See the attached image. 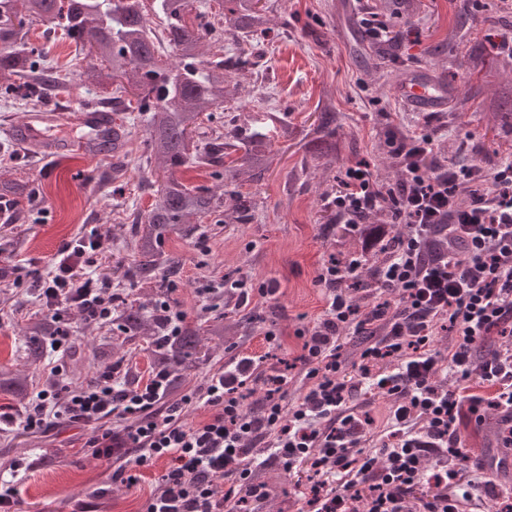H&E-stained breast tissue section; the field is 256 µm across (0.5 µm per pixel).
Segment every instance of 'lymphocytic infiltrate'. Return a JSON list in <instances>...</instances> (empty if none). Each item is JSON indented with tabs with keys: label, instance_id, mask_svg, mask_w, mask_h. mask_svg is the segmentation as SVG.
I'll list each match as a JSON object with an SVG mask.
<instances>
[{
	"label": "lymphocytic infiltrate",
	"instance_id": "f902f5d3",
	"mask_svg": "<svg viewBox=\"0 0 512 512\" xmlns=\"http://www.w3.org/2000/svg\"><path fill=\"white\" fill-rule=\"evenodd\" d=\"M387 144L401 161V182L383 188L359 164L347 170L330 201L343 236L361 243L317 276L327 290L326 307L314 326L296 333L305 393L293 409L284 406L287 369L239 354L173 402L164 399L163 373L131 386L116 366L87 387L39 389L19 421L22 429L40 431L60 420L90 426L87 448L95 457L117 459L112 478L127 485L154 461L168 459L145 512L261 506L269 491L252 474L267 459L288 471L309 464L311 474L299 488L306 512H481L485 495L512 512V488L490 480L486 465H470L458 435L461 424L490 406L504 411L501 439L512 446V347L480 358L472 348L491 333L512 334V160L490 172L434 162L436 134L427 129L391 127ZM387 201L392 222L408 231L382 251L385 228L362 236L357 218ZM102 247L98 236L65 245L32 274L59 345L75 335L74 309L103 324L112 319L110 283L95 274ZM376 252L374 284L361 304L346 285ZM346 330L369 339L353 374L342 357ZM444 330L459 341L441 351L434 338ZM442 373L455 378V387L438 382ZM475 378L492 387L491 397L473 392ZM251 382L264 391L256 412L244 408ZM360 390L391 404L387 438L371 451L363 447L371 421L352 404ZM196 404L213 412L186 424L182 412ZM421 484L437 492L418 509L409 495Z\"/></svg>",
	"mask_w": 512,
	"mask_h": 512
}]
</instances>
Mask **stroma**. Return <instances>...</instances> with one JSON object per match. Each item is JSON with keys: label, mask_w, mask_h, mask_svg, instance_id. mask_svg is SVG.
<instances>
[{"label": "stroma", "mask_w": 512, "mask_h": 512, "mask_svg": "<svg viewBox=\"0 0 512 512\" xmlns=\"http://www.w3.org/2000/svg\"><path fill=\"white\" fill-rule=\"evenodd\" d=\"M462 2L422 0V9L412 20L418 37L401 42L396 56L367 67L363 61L374 57L375 49L361 20L376 0H277L278 9L270 16L271 30L265 40L233 47L235 54L254 60L255 65L236 73L239 90L226 102L227 111L253 116L279 112L305 134L316 120L323 88L330 87L344 129L352 134L353 148L323 169L306 156L299 141L274 139V157L264 180L240 186L251 201L248 222L219 224L207 217L180 226L166 245L181 260L170 282L141 284L113 270L115 262L127 265L132 261L129 211H143L150 204L138 177L145 139L142 122L127 112L113 115L130 139L127 177L111 187L112 200L128 207L123 214L113 213L111 200L102 199L99 191L107 159L76 144L83 129L55 126V134L71 140V147L34 158L28 157L22 146L0 136V182H28L41 188L44 197L37 208L30 207L26 199H17V222L0 221V241L14 237L21 242L18 248L0 250V268L24 267L33 260L47 264L65 242L95 228L103 238L99 271L111 278L113 288L130 300L144 302L176 284L174 299L181 302L188 320L198 323L212 316L196 294L207 281L220 277L271 281L277 288L274 296H252L242 308L226 312L224 322L234 327L233 338L228 346L213 352L188 385H200L211 369L238 352L265 354L274 362H294L299 353L295 329L316 324L324 310V290L315 283L322 264L356 248L353 239L338 240L331 223L335 213L326 206L327 197L335 193L348 167L368 163L380 182L395 183L394 172L385 162L389 152L386 134L393 125L439 130L444 139L458 146L462 163L474 162L488 171L506 151L497 142L489 114L472 110L457 115L447 109L425 114L404 103L395 87L386 83L397 72L434 71L452 85L462 86L471 47L484 39L495 40L499 33H512V14L494 25L484 23L482 16H473L448 63L434 68L430 50L446 37ZM203 233L209 235L211 245L205 258L194 247ZM37 310L34 298L22 291L0 290V359L12 360V349L23 347L22 328ZM269 330L281 332V348L268 347L264 334ZM500 417V411L488 409L482 422L460 427V446L471 461L502 451ZM91 435L90 427L65 421L44 433L13 428L0 431V467L21 457L50 461L49 467L31 469L22 481L20 512H75L81 503L92 504L96 512H141L143 502L160 485L164 463L145 470L135 485L112 482V461L93 458L83 450ZM304 474V468L288 471L277 463L256 469L255 480L271 489L264 512H302L304 503L296 484Z\"/></svg>", "instance_id": "1"}]
</instances>
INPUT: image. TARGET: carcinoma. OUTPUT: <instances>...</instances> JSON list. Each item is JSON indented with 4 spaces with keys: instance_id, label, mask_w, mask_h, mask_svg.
<instances>
[{
    "instance_id": "1",
    "label": "carcinoma",
    "mask_w": 512,
    "mask_h": 512,
    "mask_svg": "<svg viewBox=\"0 0 512 512\" xmlns=\"http://www.w3.org/2000/svg\"><path fill=\"white\" fill-rule=\"evenodd\" d=\"M19 0H0V71L10 83L0 96L24 100L49 97L69 84L68 65L60 57L48 58L26 40L24 23L14 22ZM27 18L45 26V32L62 31L61 39L75 45L88 62L79 73L86 86L99 83L104 64L118 83L110 102L123 112H136L146 127L145 165L157 163L163 174L145 181L152 198L144 214H135L133 225L134 260L127 274L141 282L177 272L179 258L166 250L170 235L183 224L218 214L219 224H241L248 217L249 201L232 189L222 194L200 185L187 186L175 172L188 164L212 169L211 177L224 185L241 181L258 182L271 163L273 141L292 136L287 121L266 112L262 121L247 119L245 125L213 123L232 90V74L245 69L249 59L224 55V42L260 40L268 33L270 7L260 0H217L218 10L205 7L193 11L190 0H155L152 12L142 8V0H24ZM163 26L166 49L156 44L150 16ZM471 18L468 5L458 10V25L448 30V39L434 47L436 62L448 53ZM469 67L481 76V88L448 93L451 111L462 114L476 108L493 116L499 134L512 137V59L505 62L496 52L477 46L469 53ZM338 112L330 92L318 106V118L303 137L305 153L323 166L339 159L343 137L338 135ZM202 134L200 144L194 135ZM128 139L112 137V129L99 132L87 143L93 154L113 157L123 152ZM237 154L229 162L224 158ZM116 322L121 345L132 355L142 348L150 353V368L168 376L164 398H179L190 373L206 364L211 348L224 346V315L211 317L201 328L184 323L176 336H165L164 319L150 303L117 305ZM55 334L54 323L44 316L30 319L25 327V364L42 362ZM93 358L107 363L115 353L112 341L92 344ZM28 376L0 367V394L22 400L30 395Z\"/></svg>"
}]
</instances>
